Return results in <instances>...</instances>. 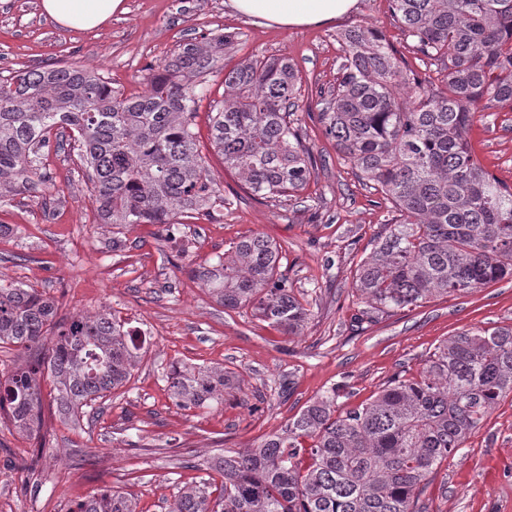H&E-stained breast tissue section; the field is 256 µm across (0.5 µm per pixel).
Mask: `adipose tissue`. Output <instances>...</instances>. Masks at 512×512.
<instances>
[{
	"label": "adipose tissue",
	"instance_id": "1",
	"mask_svg": "<svg viewBox=\"0 0 512 512\" xmlns=\"http://www.w3.org/2000/svg\"><path fill=\"white\" fill-rule=\"evenodd\" d=\"M226 7L259 25L284 29L323 26L352 14L358 0H224ZM43 15L59 26L90 31L126 13V0H40Z\"/></svg>",
	"mask_w": 512,
	"mask_h": 512
}]
</instances>
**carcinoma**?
Masks as SVG:
<instances>
[{
    "instance_id": "cac0c4a2",
    "label": "carcinoma",
    "mask_w": 512,
    "mask_h": 512,
    "mask_svg": "<svg viewBox=\"0 0 512 512\" xmlns=\"http://www.w3.org/2000/svg\"><path fill=\"white\" fill-rule=\"evenodd\" d=\"M390 2L416 51L443 65L442 85L426 90L383 31L360 24L339 33L336 87L307 113L398 214L356 271L354 288L367 304L360 321L512 281V186L486 171L468 142L476 114L496 104L512 109V0ZM236 39L211 32L180 43L150 68L146 90L130 96L75 67L0 76V197L47 186L41 156L63 149L67 137L102 223L166 224L178 234L181 221L224 206L194 123L207 76L218 70L224 97L212 105L211 149L254 195H298L315 172L292 119L302 77L288 59L259 54L226 68ZM281 260L276 243L252 235L196 276L225 308L248 307L295 335L309 310ZM136 336L103 312L58 322L51 298L0 279V344L49 345L48 356L0 378V413L33 435L48 370L58 412L78 416L130 380L140 358ZM166 378L187 410L235 389L217 367L175 364ZM509 393L512 326L462 332L417 375L393 376L370 402L338 415L333 388L281 433L244 452L224 451L209 465L223 477L219 498L211 500L205 483L186 486L168 512H421L429 478ZM71 512L137 510L107 491Z\"/></svg>"
}]
</instances>
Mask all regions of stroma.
<instances>
[{
  "label": "stroma",
  "instance_id": "35a3bbf8",
  "mask_svg": "<svg viewBox=\"0 0 512 512\" xmlns=\"http://www.w3.org/2000/svg\"><path fill=\"white\" fill-rule=\"evenodd\" d=\"M127 6L105 27L82 32L47 19L39 0H0V75L66 65L98 72L124 93H140L148 68L179 42L234 32L232 61L285 57L299 70L297 117L315 174L300 197L257 199L211 157L226 203L183 225L175 241L160 224H101L84 170L67 151L46 160L51 181L43 194L0 198V277L53 297L58 319L106 310L146 338L129 382L98 400L95 413L66 421L45 399L40 429L30 437L0 420V512H70L88 495L112 488L138 512H166L179 488L215 479L206 461L257 446L332 387L340 389L337 412L356 408L394 374L417 375L452 336L512 326L507 280L354 321L363 308L355 271L396 213L305 110L336 85L343 55L338 32L363 23L382 29L428 87L439 86L438 66L414 50L389 0H360L355 16L331 26L288 30L253 24L230 13L224 0H127ZM470 144L486 170L512 185V109L482 113ZM256 234L280 246L288 283L310 311L299 335L284 334L250 308H224L193 274ZM177 361L224 367L236 387L221 404L181 409L164 378ZM419 506L423 512H512V394L441 464Z\"/></svg>",
  "mask_w": 512,
  "mask_h": 512
}]
</instances>
